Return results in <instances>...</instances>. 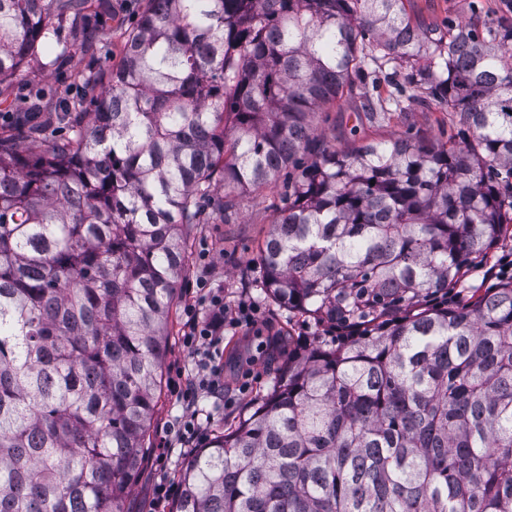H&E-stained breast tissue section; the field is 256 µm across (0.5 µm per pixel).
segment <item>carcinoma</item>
<instances>
[{
	"label": "carcinoma",
	"mask_w": 512,
	"mask_h": 512,
	"mask_svg": "<svg viewBox=\"0 0 512 512\" xmlns=\"http://www.w3.org/2000/svg\"><path fill=\"white\" fill-rule=\"evenodd\" d=\"M66 13L107 35L91 0H0V85ZM106 71L0 132V512H125L185 230L288 167L260 286L336 335L192 454L173 512H512V281L448 302L512 223V17L147 0ZM357 94L374 119L446 106L461 143L330 151L312 117Z\"/></svg>",
	"instance_id": "1"
}]
</instances>
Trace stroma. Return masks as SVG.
I'll list each match as a JSON object with an SVG mask.
<instances>
[{
  "mask_svg": "<svg viewBox=\"0 0 512 512\" xmlns=\"http://www.w3.org/2000/svg\"><path fill=\"white\" fill-rule=\"evenodd\" d=\"M146 4L147 0H103V12L112 13L117 23L112 27L110 39L89 47L73 42L70 19L60 20L54 40L66 49V56L60 59L55 52H45L39 60L26 66L13 87L0 91V113L35 87L53 88V95L42 101L48 111L54 109L57 96L78 94L71 74L105 66L111 60L119 61L125 27L135 21ZM404 6L411 19L439 26L447 20L497 18L512 9V0H404ZM360 109L359 101L345 100L317 113V135L329 149L343 152L358 142L404 136L455 143L460 140L457 117L436 103L391 113L380 122L357 119ZM285 192L286 182L281 179L263 191L238 194L234 214L227 217L220 211H208L205 223L190 231V270L171 314L161 390L143 466L125 504L127 512H152L154 486L164 471L158 462L163 448L172 450L168 469L179 473L187 452L178 445L177 431L188 409H195L208 439L237 425L249 414L256 400L266 394L288 355L305 349L315 337L327 333L326 327L313 319L274 303L259 286L256 253L278 216L276 207ZM510 265L512 230L500 239L486 263L467 273L453 290V297L466 299L475 291L498 286L502 268ZM202 280L223 294L227 309L236 308L243 300L253 301L259 305L262 316L252 326L225 327L224 352L215 359L224 370V399L218 402L203 393L190 407L182 400L181 391L186 380L196 376L199 367L184 349L181 335L187 320L188 298ZM244 383L249 390L242 394L238 388Z\"/></svg>",
  "mask_w": 512,
  "mask_h": 512,
  "instance_id": "1",
  "label": "stroma"
}]
</instances>
